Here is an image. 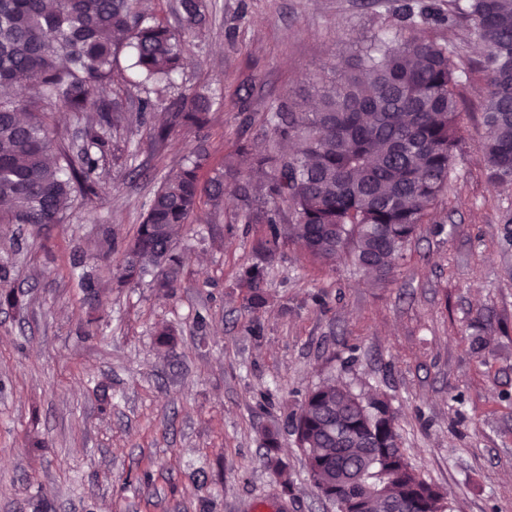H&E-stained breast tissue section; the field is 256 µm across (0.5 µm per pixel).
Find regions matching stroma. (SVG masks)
<instances>
[{
	"instance_id": "stroma-1",
	"label": "stroma",
	"mask_w": 512,
	"mask_h": 512,
	"mask_svg": "<svg viewBox=\"0 0 512 512\" xmlns=\"http://www.w3.org/2000/svg\"><path fill=\"white\" fill-rule=\"evenodd\" d=\"M402 2L205 0L210 23L173 85L209 96V126L156 142L169 98L121 83L133 122L113 131L93 201L52 226L0 224L18 295L0 307V512H336L288 421L329 379L390 402L410 462L455 512H512V187L490 183L481 161L487 85L469 66L481 53L470 26L424 27L456 51L468 110L448 190L394 277L374 282L345 257L320 265L287 240L266 307L248 311L233 274L262 262V229L241 221L231 176L191 215L173 290H158L155 269L126 285L109 274L170 170L197 153L205 181L243 168L239 142L268 144L272 105L329 76L350 44L398 33ZM270 431L290 485L262 463Z\"/></svg>"
}]
</instances>
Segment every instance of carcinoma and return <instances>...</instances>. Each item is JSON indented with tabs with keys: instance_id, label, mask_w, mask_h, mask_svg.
<instances>
[{
	"instance_id": "obj_1",
	"label": "carcinoma",
	"mask_w": 512,
	"mask_h": 512,
	"mask_svg": "<svg viewBox=\"0 0 512 512\" xmlns=\"http://www.w3.org/2000/svg\"><path fill=\"white\" fill-rule=\"evenodd\" d=\"M183 32L207 24L200 0H178ZM431 8L406 4L403 28L415 30ZM468 23L486 54L481 102L483 159L489 178L512 183V0H448V25ZM184 38L138 7V0H0V224H61L77 197L96 195L112 130L128 117L112 98L117 58L144 83L170 87L183 63ZM454 51L417 37L375 36L315 88L312 111L293 97L265 123L274 149L243 143L253 159L240 176V217L265 225L273 255L288 232L324 264L346 254L378 280L405 260L431 206L447 191L463 120ZM169 123L201 130L210 102L181 92ZM50 112L85 120L79 149L54 139ZM202 158L171 170L155 192L135 238L109 273L128 283L162 268L157 287L172 289L184 263L178 238L202 195L216 200L223 181L203 185ZM237 285L246 308L266 304L265 268L243 265ZM290 425L321 496L346 512H453L448 493L427 482L400 447L396 414L380 397L325 383L309 391ZM265 467L283 485L288 467L274 433Z\"/></svg>"
}]
</instances>
